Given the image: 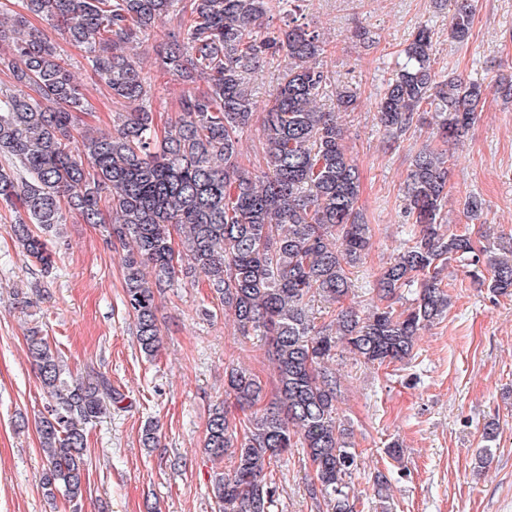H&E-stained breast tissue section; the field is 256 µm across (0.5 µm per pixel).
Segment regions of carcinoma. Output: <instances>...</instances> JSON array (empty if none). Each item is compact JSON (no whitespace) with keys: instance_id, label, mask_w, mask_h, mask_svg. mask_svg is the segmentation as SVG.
<instances>
[{"instance_id":"1","label":"carcinoma","mask_w":512,"mask_h":512,"mask_svg":"<svg viewBox=\"0 0 512 512\" xmlns=\"http://www.w3.org/2000/svg\"><path fill=\"white\" fill-rule=\"evenodd\" d=\"M86 61L126 111L111 134H80L86 101L57 46L16 14L0 21V213L43 273L54 268L48 236L75 214L108 225L109 242L126 248L124 302L141 352L161 344L156 293L183 270L202 274L230 311L242 335L265 339L276 372L274 399L259 406L264 386L242 367L224 372V396L249 415L215 408L203 448L229 462L216 481L218 512H274L272 471L283 452L305 450L312 491L326 512H355L351 496L357 453L338 414L340 382L328 363L346 351L379 367L413 354L421 331L445 317L450 299L442 272L452 261L490 292H512V250L481 260L475 241L445 223L451 156L426 149L407 175L405 213L414 234L377 282V304L359 316L347 304L351 268L370 248L371 228L357 206L359 172L337 117L319 110L332 87L319 58V35L299 26L262 32L266 0H21ZM188 14L183 38L164 43L160 62L189 85L178 118L165 130L143 104L148 90L126 48L176 8ZM471 0H458L451 38L472 35ZM433 33L420 27L378 103L386 134L397 138L415 115L434 112L445 143L457 141L483 107L486 86L475 79L436 81ZM284 74L261 108L248 75L266 56ZM356 91L336 87L346 111ZM260 119L265 169L238 162V133ZM182 234L183 249L172 246ZM485 271L478 270L479 264ZM410 306L394 307L400 292ZM337 305L317 325L316 298ZM29 358L51 399L38 427L46 485L75 499L83 495L85 425L125 396L102 375L64 377L59 355L34 328Z\"/></svg>"}]
</instances>
